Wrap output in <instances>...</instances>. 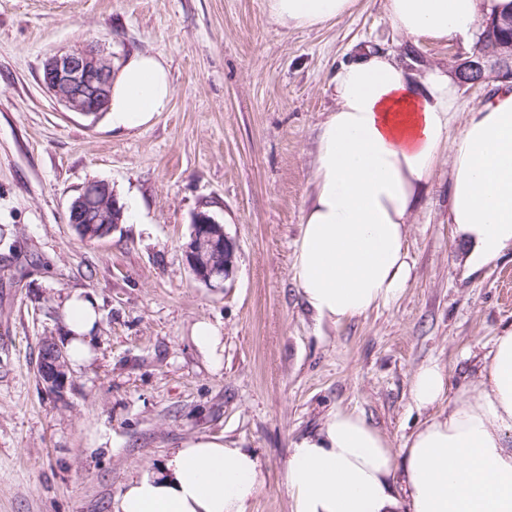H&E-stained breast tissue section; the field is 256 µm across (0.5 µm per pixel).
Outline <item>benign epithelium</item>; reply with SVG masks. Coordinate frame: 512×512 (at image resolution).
Segmentation results:
<instances>
[{"instance_id": "1", "label": "benign epithelium", "mask_w": 512, "mask_h": 512, "mask_svg": "<svg viewBox=\"0 0 512 512\" xmlns=\"http://www.w3.org/2000/svg\"><path fill=\"white\" fill-rule=\"evenodd\" d=\"M112 59L103 54L96 44L63 54H55L44 63L42 85L61 105L71 112L97 115L104 111L112 86ZM455 80L462 88L484 85L492 79H512V54L498 52L492 56L477 55L458 59L452 66ZM98 198L108 202L104 207L90 211L85 203V192H80L68 208V221L75 224H118L122 208L112 194V187L103 181L91 182ZM186 262L199 281L219 287L229 277L235 262V246L219 224L208 213L195 214L192 233L185 249ZM65 356L52 347V358L38 363V374L43 384L54 391L63 389L67 382L64 370Z\"/></svg>"}]
</instances>
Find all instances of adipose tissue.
<instances>
[{"label": "adipose tissue", "instance_id": "adipose-tissue-1", "mask_svg": "<svg viewBox=\"0 0 512 512\" xmlns=\"http://www.w3.org/2000/svg\"><path fill=\"white\" fill-rule=\"evenodd\" d=\"M356 0H268L284 28L312 29L351 13ZM404 36L475 48L483 20L512 13V0H385ZM335 107L321 123L313 191L303 211L293 280L318 318L339 324L396 302L413 266L408 224L442 154L450 156L443 220L465 241L477 270L512 249V81L463 109L438 66L415 76L396 54L361 47L333 79ZM173 95L161 57L135 53L112 80V128L131 132L167 111ZM463 125H456L458 113ZM95 299L63 304L68 355L90 356ZM436 363L419 367L417 408L446 393ZM294 512H512V328L495 337L480 388L426 419L395 449L365 417L329 414L295 443L285 466ZM260 485L256 454L200 436L173 449L160 470L130 479L116 512H246Z\"/></svg>", "mask_w": 512, "mask_h": 512}]
</instances>
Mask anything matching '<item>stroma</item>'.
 <instances>
[{
    "mask_svg": "<svg viewBox=\"0 0 512 512\" xmlns=\"http://www.w3.org/2000/svg\"><path fill=\"white\" fill-rule=\"evenodd\" d=\"M266 0H0V512H115L126 482L205 435L252 449L262 483L247 512H293L285 465L332 411L363 415L400 445L430 413L479 386L495 336L512 327V251L467 273L443 223L449 156L407 236L414 276L393 305L332 324L292 278L332 78L359 45L417 67L466 57L459 43L410 40L384 0L312 30L273 22ZM120 65L162 57L169 109L134 132L108 113L66 110L41 84L45 59L88 43ZM110 183L122 220L79 237L71 201ZM235 245L213 288L185 261L196 212ZM98 302L93 358L67 365L63 393L38 380L43 341L67 344L65 298ZM224 331L213 370L191 328ZM435 362L448 391L416 409L412 377Z\"/></svg>",
    "mask_w": 512,
    "mask_h": 512,
    "instance_id": "obj_1",
    "label": "stroma"
}]
</instances>
